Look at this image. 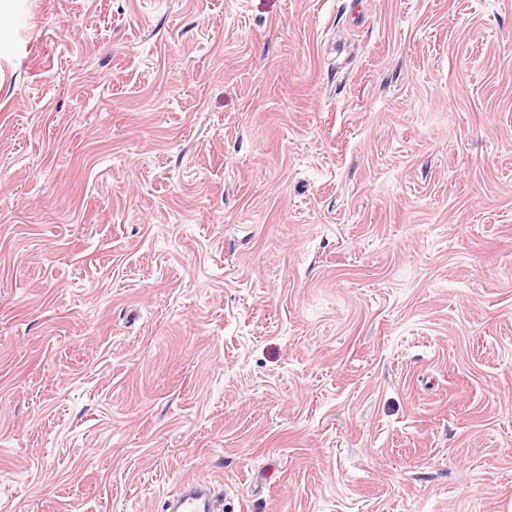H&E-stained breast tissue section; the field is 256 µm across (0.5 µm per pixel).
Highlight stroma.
<instances>
[{"mask_svg":"<svg viewBox=\"0 0 512 512\" xmlns=\"http://www.w3.org/2000/svg\"><path fill=\"white\" fill-rule=\"evenodd\" d=\"M512 512V0H18L0 512ZM170 512H215L214 494L202 480L186 479L169 495Z\"/></svg>","mask_w":512,"mask_h":512,"instance_id":"stroma-1","label":"stroma"}]
</instances>
